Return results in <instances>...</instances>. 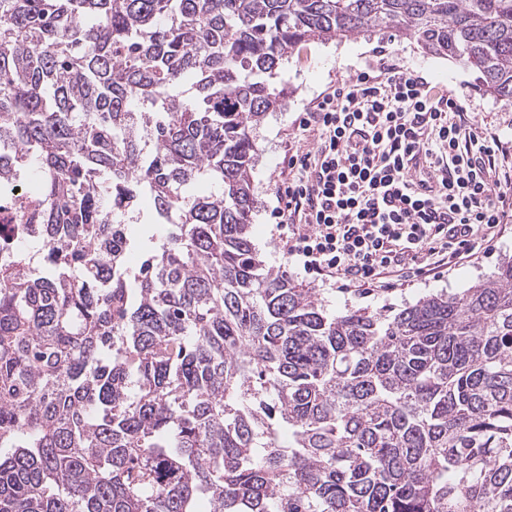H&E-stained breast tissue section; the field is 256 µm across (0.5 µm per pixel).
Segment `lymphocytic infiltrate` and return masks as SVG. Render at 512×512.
Listing matches in <instances>:
<instances>
[{"mask_svg":"<svg viewBox=\"0 0 512 512\" xmlns=\"http://www.w3.org/2000/svg\"><path fill=\"white\" fill-rule=\"evenodd\" d=\"M298 128L276 214L305 272L344 288H394L470 261L512 218V154L423 76L382 58L338 83Z\"/></svg>","mask_w":512,"mask_h":512,"instance_id":"obj_1","label":"lymphocytic infiltrate"}]
</instances>
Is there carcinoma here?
<instances>
[{"instance_id":"carcinoma-1","label":"carcinoma","mask_w":512,"mask_h":512,"mask_svg":"<svg viewBox=\"0 0 512 512\" xmlns=\"http://www.w3.org/2000/svg\"><path fill=\"white\" fill-rule=\"evenodd\" d=\"M381 30L512 102V0H0V512H512V260L336 315L252 241L283 61Z\"/></svg>"}]
</instances>
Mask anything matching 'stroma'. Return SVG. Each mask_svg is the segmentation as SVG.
<instances>
[{"mask_svg": "<svg viewBox=\"0 0 512 512\" xmlns=\"http://www.w3.org/2000/svg\"><path fill=\"white\" fill-rule=\"evenodd\" d=\"M383 55L392 57L407 71L421 73L432 83L443 86L468 117L512 146V104L484 95L474 74L454 60L424 53L416 42L398 40L383 31L325 44H301L281 68L280 80L287 91L286 107L268 113L255 133L260 161L252 173L253 242L267 265L285 270L295 283L314 289L333 314L348 307L377 311L441 291L458 293L468 288L478 275L493 272L500 258L512 256L511 223L501 235L479 242L473 262L446 269L435 276L408 278L393 289L342 290L307 275L295 257L288 254L273 211L279 205L278 188L285 180L284 159L289 148L298 143L299 116L330 86L355 78Z\"/></svg>", "mask_w": 512, "mask_h": 512, "instance_id": "1", "label": "stroma"}]
</instances>
